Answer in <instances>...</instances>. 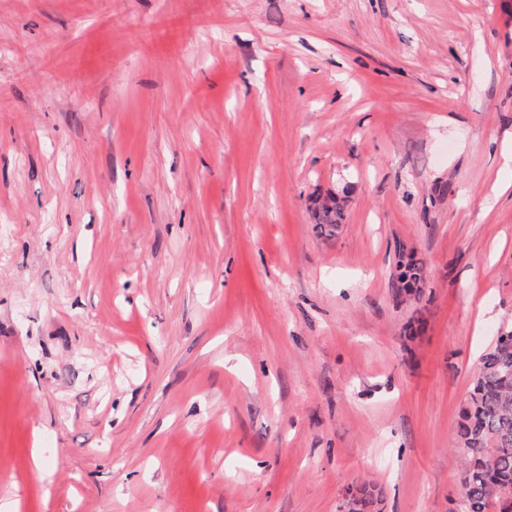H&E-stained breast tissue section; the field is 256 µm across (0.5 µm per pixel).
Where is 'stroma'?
<instances>
[{"instance_id": "stroma-1", "label": "stroma", "mask_w": 512, "mask_h": 512, "mask_svg": "<svg viewBox=\"0 0 512 512\" xmlns=\"http://www.w3.org/2000/svg\"><path fill=\"white\" fill-rule=\"evenodd\" d=\"M511 153L512 0H0V512H460ZM345 204L336 196H329L315 203L313 219L315 228L326 236L333 235L343 224L345 216ZM406 258V260H404ZM398 283L400 292L404 290L407 294L418 295L421 291V284L425 281L424 264L415 260L412 256L399 255Z\"/></svg>"}]
</instances>
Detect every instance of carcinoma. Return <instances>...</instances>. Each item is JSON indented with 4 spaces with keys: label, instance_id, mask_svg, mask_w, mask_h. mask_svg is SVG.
Instances as JSON below:
<instances>
[{
    "label": "carcinoma",
    "instance_id": "1",
    "mask_svg": "<svg viewBox=\"0 0 512 512\" xmlns=\"http://www.w3.org/2000/svg\"><path fill=\"white\" fill-rule=\"evenodd\" d=\"M344 201L329 196L315 203L313 219L331 236L343 224ZM399 290L417 295L424 264L399 255ZM458 447L466 460L461 476V512H512V331L480 357L469 399L460 412Z\"/></svg>",
    "mask_w": 512,
    "mask_h": 512
}]
</instances>
